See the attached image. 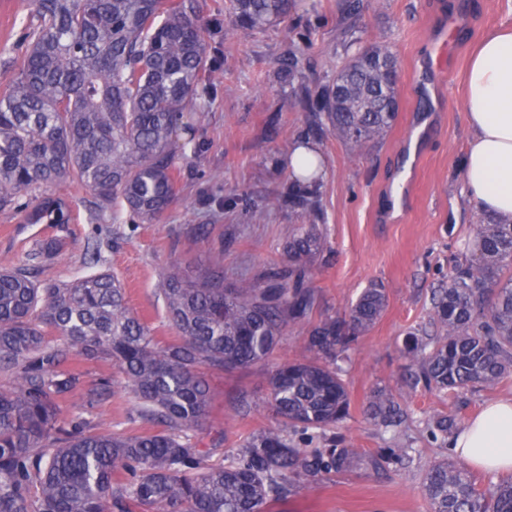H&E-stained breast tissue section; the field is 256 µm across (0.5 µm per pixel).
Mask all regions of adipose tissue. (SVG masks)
Returning <instances> with one entry per match:
<instances>
[{
	"mask_svg": "<svg viewBox=\"0 0 512 512\" xmlns=\"http://www.w3.org/2000/svg\"><path fill=\"white\" fill-rule=\"evenodd\" d=\"M465 116L470 140L464 192L484 213L512 220V32L484 36L469 64ZM450 453L471 467L512 472V396L488 403L454 434Z\"/></svg>",
	"mask_w": 512,
	"mask_h": 512,
	"instance_id": "ef3b65f1",
	"label": "adipose tissue"
}]
</instances>
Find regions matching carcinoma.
I'll use <instances>...</instances> for the list:
<instances>
[{
	"mask_svg": "<svg viewBox=\"0 0 512 512\" xmlns=\"http://www.w3.org/2000/svg\"><path fill=\"white\" fill-rule=\"evenodd\" d=\"M296 0H227L236 25L264 31L293 13ZM35 24L17 64L13 90L0 95V210L28 224H66L61 182L93 192L101 208L120 204L130 220L153 223L177 195V134L208 80L203 28L172 0H33ZM332 84L295 96L309 113L305 136H332L355 151L382 140L399 110L395 55L375 45L352 55ZM303 57L289 54L288 82ZM319 176L296 179L288 203L315 217ZM476 254L455 262L448 285L433 293L440 335L425 343L410 332L404 353L411 376L449 394L493 389L512 370V222L483 217ZM325 248L319 225L300 224L288 265L268 281L224 284V248L205 263L172 261L158 292L177 339L162 342L128 308L125 289L107 271L67 283L38 279L46 245L0 269V512H270L291 480L357 469L387 470L410 461L398 443L376 452L312 448L308 431L349 415L336 358L354 346L386 307L385 289H363L348 313L316 324L311 264ZM290 329L313 357L286 361L269 376L264 406L278 417L227 455L191 442L209 418L206 376L263 362ZM55 334L61 342L49 340ZM107 359L119 378L86 392L94 405L119 388L138 401L137 417L157 425L118 435L82 421L63 425L59 402L78 387V360ZM400 404L378 389L366 413L397 425ZM459 430L454 414L433 418L431 435ZM431 512H512V477L476 485L449 461L428 470Z\"/></svg>",
	"mask_w": 512,
	"mask_h": 512,
	"instance_id": "carcinoma-1",
	"label": "carcinoma"
}]
</instances>
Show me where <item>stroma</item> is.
Segmentation results:
<instances>
[{
  "label": "stroma",
  "mask_w": 512,
  "mask_h": 512,
  "mask_svg": "<svg viewBox=\"0 0 512 512\" xmlns=\"http://www.w3.org/2000/svg\"><path fill=\"white\" fill-rule=\"evenodd\" d=\"M192 4L216 69L212 88L201 91L194 107V138L179 142L175 203L155 223L133 224L128 215L98 211L89 190L60 185L55 193L70 209L69 223L27 224L13 211L0 210V267L54 241L59 248L41 277L65 283L82 273L87 240L98 237L100 266L118 276L130 311L159 339L174 340L158 295L160 273L170 261H205L220 244L225 282L264 279L286 265L289 235L310 221L287 197L291 144L307 129L300 106H282L292 96L278 74L287 50L304 55V79L316 88L332 82L347 56L342 31H351L360 48L389 45L399 67L400 110L384 141L358 154L331 137L317 143L327 244L313 267L317 299L310 320L344 314L364 288L384 286L385 310L340 363L350 410L327 434L342 446L370 452L398 440L410 447L412 460L380 474L355 470L299 483L272 512H430L425 474L449 457L447 441L430 435V417L449 410L463 423L487 402L512 396L510 374L495 389L449 400L413 385L403 355L408 332L426 341L435 336L432 294L447 283L455 261L472 255L482 213L463 192L461 163L470 138L463 110L466 74L476 39L512 27V0H362L353 16L340 11L338 0H299L301 25L286 21L263 32L231 27L225 0ZM32 12L30 0H0V94L12 88ZM455 17L465 20L453 31L455 54L428 70L441 33ZM217 23L230 26V34L214 32ZM257 208L264 209L263 219H252ZM216 213L221 220L211 235H194L196 225L210 223ZM304 354L303 336L291 330L268 362L209 374L212 410L191 431L192 441L203 448L217 443L212 459L221 462L246 436L275 425L272 412L242 411L236 399L245 393L263 401L273 365ZM82 370L80 386L60 402L62 423L81 420L116 433L142 431L130 391H116L94 408L85 404L86 389L116 375L112 362L87 361ZM381 387L402 401L405 417L397 428H377L364 413Z\"/></svg>",
  "instance_id": "35a3bbf8"
}]
</instances>
